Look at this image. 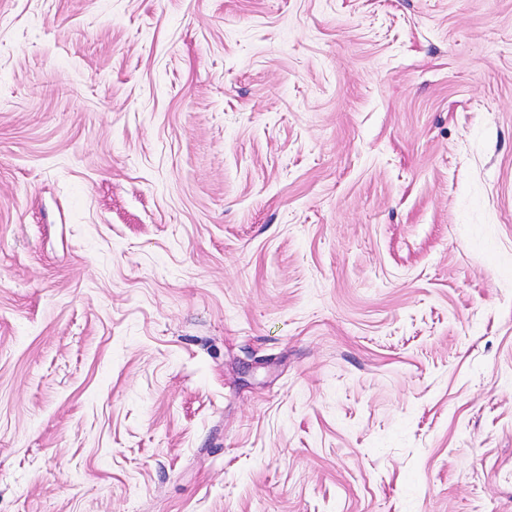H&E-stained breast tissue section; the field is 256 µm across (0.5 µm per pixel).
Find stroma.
<instances>
[{"label":"stroma","instance_id":"obj_1","mask_svg":"<svg viewBox=\"0 0 512 512\" xmlns=\"http://www.w3.org/2000/svg\"><path fill=\"white\" fill-rule=\"evenodd\" d=\"M0 512H512V0H0Z\"/></svg>","mask_w":512,"mask_h":512}]
</instances>
